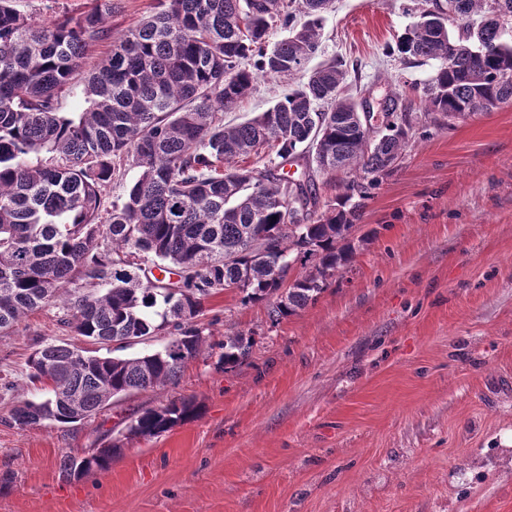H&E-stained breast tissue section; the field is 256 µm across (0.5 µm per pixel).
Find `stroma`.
<instances>
[{
    "label": "stroma",
    "mask_w": 512,
    "mask_h": 512,
    "mask_svg": "<svg viewBox=\"0 0 512 512\" xmlns=\"http://www.w3.org/2000/svg\"><path fill=\"white\" fill-rule=\"evenodd\" d=\"M401 0H335L314 63L350 65L345 91L381 97L436 65L390 50ZM287 80L259 79L224 114L269 108ZM352 266L315 304L271 322L217 291L209 346L176 384L115 397L81 423L5 424L44 400L28 359L46 343L89 350L51 305L0 335V512H512V102L414 135L350 237ZM254 332L234 371L225 336ZM192 396V422L126 438L130 415ZM122 439L110 469L59 476L69 453Z\"/></svg>",
    "instance_id": "35a3bbf8"
}]
</instances>
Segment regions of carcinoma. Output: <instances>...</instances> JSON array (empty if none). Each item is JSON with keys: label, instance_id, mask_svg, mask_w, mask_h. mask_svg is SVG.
<instances>
[{"label": "carcinoma", "instance_id": "1", "mask_svg": "<svg viewBox=\"0 0 512 512\" xmlns=\"http://www.w3.org/2000/svg\"><path fill=\"white\" fill-rule=\"evenodd\" d=\"M18 2L0 0V334L60 302V323L106 353L36 349L30 379L50 394L19 402L5 423L66 425L119 395L174 383L207 343L197 318L217 290L266 304L275 322L315 303L353 262L348 238L413 128L403 124L405 91L390 88L383 133L370 139L342 94L345 61L307 69L334 0H158L117 37L106 26L112 0L44 22ZM411 2L396 51L437 62L413 87L426 114L463 118L512 100V0ZM277 25L291 31L270 46ZM107 41L112 54L84 72L86 51ZM282 76L298 81L260 115L224 126V110L258 79ZM80 78L90 106L67 117L59 95ZM263 147L279 162L238 165ZM31 154L46 159L33 165ZM299 159L360 180L320 213L312 176L282 171ZM128 162L139 175L109 210L106 188ZM262 239L274 258L254 247ZM298 261L304 271L286 280ZM166 335L160 350L111 355ZM255 345L251 333L224 337L218 367L236 368ZM200 410L189 397L138 410L127 437L168 432ZM118 448L67 455L60 473L106 471Z\"/></svg>", "mask_w": 512, "mask_h": 512}]
</instances>
